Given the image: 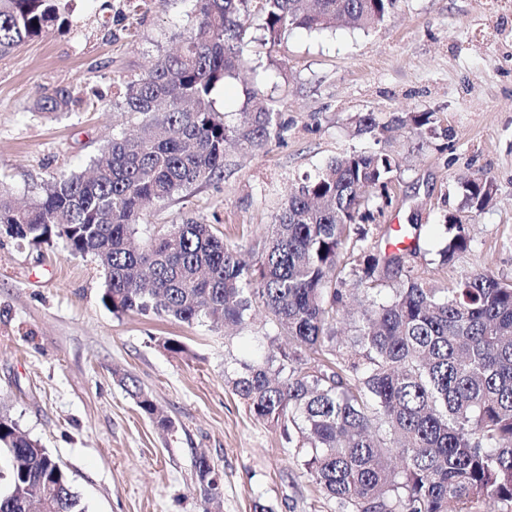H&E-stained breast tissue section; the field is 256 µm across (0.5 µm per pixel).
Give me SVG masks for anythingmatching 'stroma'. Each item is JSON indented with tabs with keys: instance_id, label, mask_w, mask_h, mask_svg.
Segmentation results:
<instances>
[{
	"instance_id": "1",
	"label": "stroma",
	"mask_w": 512,
	"mask_h": 512,
	"mask_svg": "<svg viewBox=\"0 0 512 512\" xmlns=\"http://www.w3.org/2000/svg\"><path fill=\"white\" fill-rule=\"evenodd\" d=\"M193 0H64L46 34L0 55V189L26 204L53 176L85 167L134 117L118 105L117 80L141 78L192 26ZM246 65L213 93L227 124L247 94L279 110L260 148L229 146L221 174L147 206L137 239L192 219L250 253L291 189L331 158L384 150L399 161L393 203L362 242L415 213L422 250L410 263L448 286L461 272L512 279V0H397L375 28L288 31L278 44L247 32ZM78 103L44 112L59 89ZM381 123L434 115L431 132L382 139L357 134L351 116ZM484 175L496 192L482 212L461 209L459 183ZM468 229L467 251L440 265L449 215ZM96 259L62 241L29 245L0 234V411L65 465L86 512H202L194 460L224 479L222 512H338L304 473L302 449L258 419L225 378L236 361L267 351L265 313L239 331L170 318L115 315L101 302ZM185 351L166 350L164 339ZM137 381L175 430L163 434L117 383Z\"/></svg>"
}]
</instances>
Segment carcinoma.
Masks as SVG:
<instances>
[{
    "instance_id": "1",
    "label": "carcinoma",
    "mask_w": 512,
    "mask_h": 512,
    "mask_svg": "<svg viewBox=\"0 0 512 512\" xmlns=\"http://www.w3.org/2000/svg\"><path fill=\"white\" fill-rule=\"evenodd\" d=\"M396 2L195 0L180 50L124 83L120 107L143 117L136 132L110 140L91 176L63 173L25 207L0 192V231L32 245L57 239L73 256H94L105 279L101 301L114 314L243 328L263 310L285 346L238 362L228 382L256 417L294 429L309 478L342 512L512 506V281L464 273L452 287H436L409 265L420 251L418 224L402 226L409 246L362 249L349 272L340 267L351 234L367 237L370 206L380 212L392 204L393 155L338 156L306 177L250 264L211 225L193 220L132 246L146 206L221 173L228 141L255 149L277 127L267 104L240 112L230 127L212 98L245 64L253 18L274 43L288 30L338 21L375 27ZM60 9L61 0H0V54L54 26ZM72 103L61 89L41 108ZM352 121L377 140L393 130L371 113ZM393 122L429 130L433 113ZM460 194L463 208L479 212L495 190L480 176L461 183ZM446 230L443 265L470 242L462 225ZM385 283L390 295L381 299ZM361 295L367 307L339 342L334 325ZM118 382L159 430L174 429L135 380ZM0 452L8 458L0 512H86L59 460L3 413ZM194 468L204 512H216L222 475L205 456Z\"/></svg>"
}]
</instances>
